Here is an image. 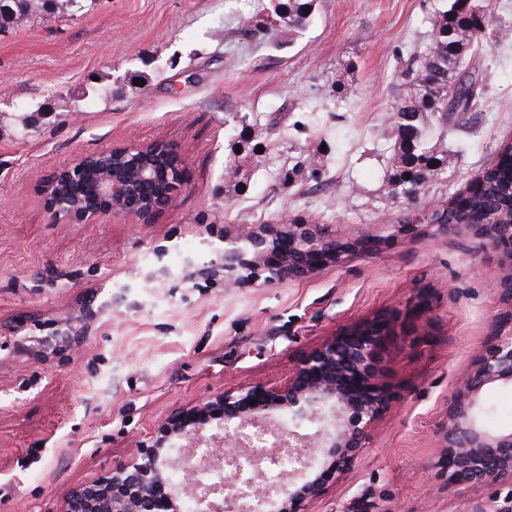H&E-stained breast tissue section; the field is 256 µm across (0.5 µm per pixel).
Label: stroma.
<instances>
[{"label": "stroma", "instance_id": "obj_1", "mask_svg": "<svg viewBox=\"0 0 512 512\" xmlns=\"http://www.w3.org/2000/svg\"><path fill=\"white\" fill-rule=\"evenodd\" d=\"M448 4L315 0L308 25L277 46L239 30L258 0H96L0 33V512H58L70 487L129 457L171 412L241 385L283 386L336 330L379 318L391 321L376 355L391 406L309 512H512V484L448 491L438 466L459 369L503 311L500 258L463 226L393 234L413 206L384 192L379 134L406 60ZM467 65L481 98L471 117H449L454 162L427 201L512 142V39ZM306 107L310 137L291 129ZM245 113L268 129L269 163L229 199L224 157ZM156 140L178 147L190 181L154 223H49L40 186L53 168ZM315 149L321 183L276 180ZM285 213L377 246L274 284L143 282L160 263L209 264L225 225Z\"/></svg>", "mask_w": 512, "mask_h": 512}]
</instances>
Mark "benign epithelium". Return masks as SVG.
I'll return each instance as SVG.
<instances>
[{
  "instance_id": "7a95c632",
  "label": "benign epithelium",
  "mask_w": 512,
  "mask_h": 512,
  "mask_svg": "<svg viewBox=\"0 0 512 512\" xmlns=\"http://www.w3.org/2000/svg\"><path fill=\"white\" fill-rule=\"evenodd\" d=\"M155 149L171 159L163 197H136L133 183L149 182L147 169L124 162ZM93 182L97 201L86 207L71 187ZM189 182L178 147L166 141L113 147L55 167L40 192L46 214L57 224H89L114 213L151 224ZM483 243L502 256L496 291L506 306L491 340L463 366L459 386L441 428V465L448 487L512 482V428L491 429L480 395L489 385L512 386V224H471ZM446 224H400L409 238L441 233ZM224 252L210 265L184 261L182 280L221 276L224 287L271 284L302 278L339 264L352 251L373 250L370 236L338 234L331 224H238L224 230ZM386 321L339 329L307 354L288 385H260L219 393L172 412L137 451L97 477L74 485L60 512H306L353 464L369 432L391 404V392L374 367ZM265 437V453L293 463L278 482L263 477L252 435ZM225 471L227 482L201 475ZM182 475L181 480L174 475Z\"/></svg>"
}]
</instances>
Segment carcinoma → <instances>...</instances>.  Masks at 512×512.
I'll list each match as a JSON object with an SVG mask.
<instances>
[{"label":"carcinoma","mask_w":512,"mask_h":512,"mask_svg":"<svg viewBox=\"0 0 512 512\" xmlns=\"http://www.w3.org/2000/svg\"><path fill=\"white\" fill-rule=\"evenodd\" d=\"M262 15L241 22L244 32L265 35L275 41L306 27L314 0H263ZM488 0H452L450 8L431 22L428 42L410 55L406 64L405 94L390 114L382 132L390 155L393 176L387 194L411 201L421 198L431 182L448 174V126L441 127L437 139L431 137L432 119L444 120L452 114L472 112L478 95L472 94L477 79L463 69L464 55L472 47L498 39L489 29ZM85 8V0H0V30L23 25L44 12L72 17ZM262 164L255 153L234 152L225 159V180L233 194L242 191V180ZM300 167L318 184L324 177L323 164L316 155H307ZM485 176L483 190L456 189L437 202L430 213L418 210L422 224H512V143L500 146L497 160L478 171Z\"/></svg>","instance_id":"obj_1"}]
</instances>
